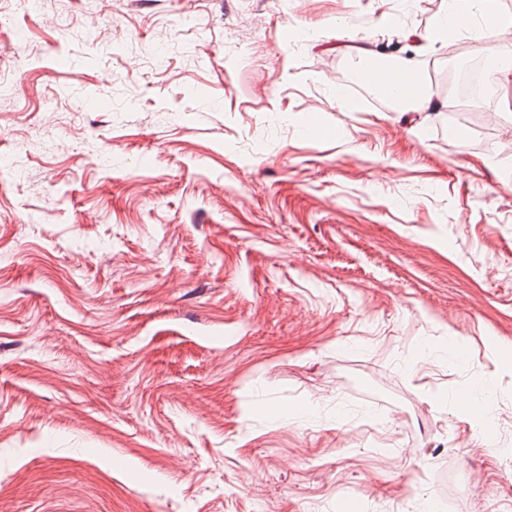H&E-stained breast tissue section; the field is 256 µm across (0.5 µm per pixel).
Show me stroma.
<instances>
[{
	"instance_id": "35a3bbf8",
	"label": "stroma",
	"mask_w": 512,
	"mask_h": 512,
	"mask_svg": "<svg viewBox=\"0 0 512 512\" xmlns=\"http://www.w3.org/2000/svg\"><path fill=\"white\" fill-rule=\"evenodd\" d=\"M447 8L0 0L8 512H512V73ZM377 54L429 104L342 99Z\"/></svg>"
}]
</instances>
